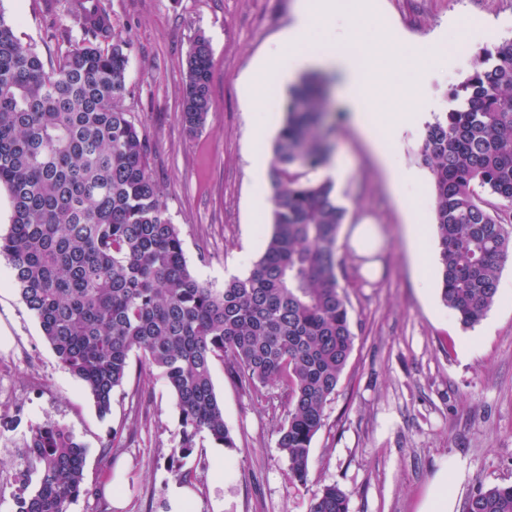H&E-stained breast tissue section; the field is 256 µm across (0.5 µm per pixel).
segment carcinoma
Instances as JSON below:
<instances>
[{
	"label": "carcinoma",
	"instance_id": "carcinoma-1",
	"mask_svg": "<svg viewBox=\"0 0 512 512\" xmlns=\"http://www.w3.org/2000/svg\"><path fill=\"white\" fill-rule=\"evenodd\" d=\"M98 2L66 0L71 25L51 32L64 50L49 62L0 11V187L12 203L0 256L100 416L131 361L164 380L180 420L174 458L190 455L203 432L235 447L214 392V360L253 391L280 385L285 419L273 433L297 490L355 339L340 279L346 209L330 181L307 178L327 162L324 81L294 88L276 137L265 252L246 276L214 288L188 268L149 166L150 141L124 108L130 41ZM211 68L210 42L198 34L180 106L190 135L213 112ZM448 96L459 106L426 125L419 155L433 175L441 298L469 328L495 303L512 257V225L502 218L512 210V38L476 55ZM25 454L15 512H66L91 494L85 447L63 424L33 428ZM309 512H349L347 494L328 484ZM464 512H512V484L477 489Z\"/></svg>",
	"mask_w": 512,
	"mask_h": 512
}]
</instances>
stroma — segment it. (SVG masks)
Wrapping results in <instances>:
<instances>
[{
  "label": "stroma",
  "mask_w": 512,
  "mask_h": 512,
  "mask_svg": "<svg viewBox=\"0 0 512 512\" xmlns=\"http://www.w3.org/2000/svg\"><path fill=\"white\" fill-rule=\"evenodd\" d=\"M114 29L131 39L129 94L125 106L148 136L149 164L183 243L187 265L200 280L223 287L247 274L263 255L272 232L270 216L256 217L251 202L259 187L250 174L257 127L282 120L290 84H274L263 106L244 111L240 92L256 63L275 45L293 17L295 0H102ZM341 12L325 28L309 32L307 44H324L346 33L370 51L380 79L393 89L431 100L433 113L448 111V91L464 81L484 45L462 39L459 25H497L512 38V0H340ZM24 41L44 59L56 58L48 36L61 0H0ZM213 53L214 110L203 131L185 132L179 116L186 57L195 35ZM333 108L324 122L332 158L347 176L336 185L350 224L380 225L383 244L377 268L345 251L354 348L325 422L311 445L308 480L289 481L288 462L276 449L273 429L283 420L278 385L261 394L240 386L224 362L211 369L214 391L236 446L229 451L233 481L212 485L213 441L199 434L181 465L192 471L200 512H308L324 485L346 492L349 512H421L439 472L454 480L455 508L480 486L512 483V260L503 267L496 302L483 322L463 330L440 296L425 298L408 262L403 225L434 222L433 177L419 158L425 133L418 127L391 136L395 163L420 171L405 187L411 216L396 206L386 174L354 130L337 74L326 77ZM0 459L22 446L32 427L54 420L86 447L85 483L90 496L67 512H110L101 494L119 469L125 512H160L177 476L170 450L178 440V412L168 388L155 376L131 368L99 416L82 383L60 363L35 317L11 283L0 258ZM469 340H462V332Z\"/></svg>",
  "instance_id": "35a3bbf8"
}]
</instances>
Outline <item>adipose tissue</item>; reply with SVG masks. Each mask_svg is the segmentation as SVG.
<instances>
[{
  "mask_svg": "<svg viewBox=\"0 0 512 512\" xmlns=\"http://www.w3.org/2000/svg\"><path fill=\"white\" fill-rule=\"evenodd\" d=\"M337 10V0H296L291 24L243 88V109L247 112L259 109L269 83L286 82L310 66L338 72L345 81V106L354 126L388 173L393 192H400L402 184L419 181L420 175L413 169L395 167L379 129L383 126L395 130L420 125L429 117V105L420 103L415 112H379L375 116H368L367 111L377 101L382 85L367 56L358 51H305V33L312 27L329 24Z\"/></svg>",
  "mask_w": 512,
  "mask_h": 512,
  "instance_id": "1",
  "label": "adipose tissue"
}]
</instances>
